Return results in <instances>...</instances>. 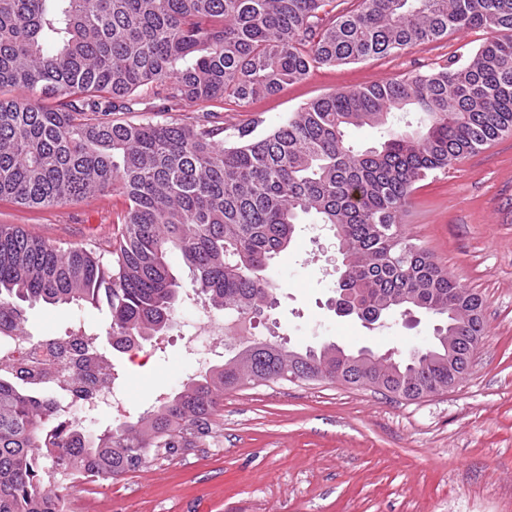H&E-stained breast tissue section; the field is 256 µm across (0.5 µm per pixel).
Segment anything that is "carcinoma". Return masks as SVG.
Wrapping results in <instances>:
<instances>
[{
	"mask_svg": "<svg viewBox=\"0 0 512 512\" xmlns=\"http://www.w3.org/2000/svg\"><path fill=\"white\" fill-rule=\"evenodd\" d=\"M487 38L425 73L318 97L278 126H226L214 104L274 95L319 65L357 63L452 31ZM145 104L163 121L127 122ZM191 123L172 117L188 107ZM397 112L420 125H391ZM388 129L357 150L350 128ZM512 133V0H0V199L38 208L112 193L116 238L61 248L0 224V334L26 308L107 307L112 348L131 353L175 320L180 254L216 310L259 312L270 261L310 217L335 234L346 289L369 313L441 316L400 361L334 346L268 343L182 382L133 421L88 433L51 411L61 391L0 358V512H57L55 479H114L158 450L205 439L224 391L274 380L385 385L415 400L465 372L483 298L401 230L418 184Z\"/></svg>",
	"mask_w": 512,
	"mask_h": 512,
	"instance_id": "obj_1",
	"label": "carcinoma"
}]
</instances>
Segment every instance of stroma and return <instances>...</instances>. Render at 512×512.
I'll return each mask as SVG.
<instances>
[{
	"instance_id": "35a3bbf8",
	"label": "stroma",
	"mask_w": 512,
	"mask_h": 512,
	"mask_svg": "<svg viewBox=\"0 0 512 512\" xmlns=\"http://www.w3.org/2000/svg\"><path fill=\"white\" fill-rule=\"evenodd\" d=\"M478 29L416 44L357 64L312 69L274 96L240 107L225 103L226 123L258 118L270 128L323 94L428 71L482 42ZM122 197L105 195L32 209L0 200V224H13L61 247L117 234ZM405 236L485 302L486 336L465 380L416 400L367 385L328 380L265 382L226 391L212 437L174 454L149 457L118 479L66 480L75 512H512V135L424 180L402 217ZM328 231L297 225L270 263L278 290L257 313L251 338L294 351L335 343L356 352L408 353L430 340L439 319L403 318L368 329L337 315L338 275ZM170 265L181 288L176 321L163 347L148 342L140 359L113 350L106 309L39 304L27 311L34 337L61 336L84 320L125 391L126 416L150 410L158 393L186 380V335L201 302L178 254Z\"/></svg>"
}]
</instances>
